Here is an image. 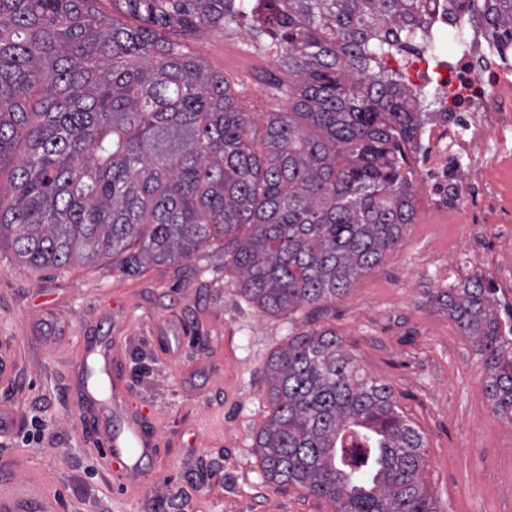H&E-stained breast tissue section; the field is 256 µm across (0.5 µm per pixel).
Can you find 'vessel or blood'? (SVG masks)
<instances>
[{
    "label": "vessel or blood",
    "mask_w": 512,
    "mask_h": 512,
    "mask_svg": "<svg viewBox=\"0 0 512 512\" xmlns=\"http://www.w3.org/2000/svg\"><path fill=\"white\" fill-rule=\"evenodd\" d=\"M120 367L108 337H87L75 367V385L80 419L103 435L105 457L120 463L119 475L127 480L138 475L158 437L147 416L130 405ZM50 508L49 499L29 480H13L0 489V512H50Z\"/></svg>",
    "instance_id": "1"
}]
</instances>
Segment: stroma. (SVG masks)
<instances>
[{"label": "stroma", "instance_id": "obj_1", "mask_svg": "<svg viewBox=\"0 0 512 512\" xmlns=\"http://www.w3.org/2000/svg\"><path fill=\"white\" fill-rule=\"evenodd\" d=\"M249 27L176 26L171 36L259 117L287 104L288 70L252 43ZM464 244L461 225L416 214L394 254L343 298L278 315L246 300L210 256L132 276L119 254L58 271L1 248L0 350L10 349L14 370L0 380V405L16 410L17 423L0 435V463L22 459L55 512H336L303 489L268 484L254 448L268 413L269 357L299 331L330 328L421 433L439 512H512V422L493 411L475 340L436 300L457 282L448 259ZM85 336L110 337L132 404L161 437L127 486L104 472L100 441L76 414ZM164 336L180 337V347L168 349ZM36 426L43 435L30 438Z\"/></svg>", "mask_w": 512, "mask_h": 512}]
</instances>
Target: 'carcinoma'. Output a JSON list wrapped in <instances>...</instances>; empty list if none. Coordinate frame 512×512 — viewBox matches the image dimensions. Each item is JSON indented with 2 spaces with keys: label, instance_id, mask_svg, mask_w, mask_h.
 <instances>
[{
  "label": "carcinoma",
  "instance_id": "1",
  "mask_svg": "<svg viewBox=\"0 0 512 512\" xmlns=\"http://www.w3.org/2000/svg\"><path fill=\"white\" fill-rule=\"evenodd\" d=\"M148 25L97 0H0V245L37 269L125 253L123 270L224 255L240 292L272 315L345 295L413 222L403 144L421 92L386 59L410 49L434 0H128ZM512 42V0H456ZM250 32L299 81L288 110L258 119L221 74L167 35L173 24ZM42 97L31 100L33 90ZM23 156L15 158L18 148ZM477 338L493 411L512 421V348L481 277L438 294ZM256 434L266 481L336 512H439L424 441L336 331L302 330L266 365ZM100 10L110 16H115L125 23L133 26L145 25V12L134 13L129 8L126 0H100L98 2Z\"/></svg>",
  "mask_w": 512,
  "mask_h": 512
}]
</instances>
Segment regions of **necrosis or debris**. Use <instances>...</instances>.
I'll list each match as a JSON object with an SVG mask.
<instances>
[{
	"instance_id": "1",
	"label": "necrosis or debris",
	"mask_w": 512,
	"mask_h": 512,
	"mask_svg": "<svg viewBox=\"0 0 512 512\" xmlns=\"http://www.w3.org/2000/svg\"><path fill=\"white\" fill-rule=\"evenodd\" d=\"M406 75L433 89L416 140L418 208L451 224L498 225L494 242L469 238L455 267L476 259L488 271L500 334L512 344V50L440 0Z\"/></svg>"
}]
</instances>
